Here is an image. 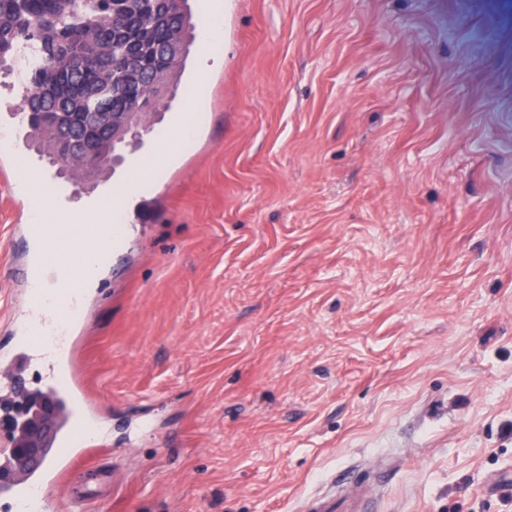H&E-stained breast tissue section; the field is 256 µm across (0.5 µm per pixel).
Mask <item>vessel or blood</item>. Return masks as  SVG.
<instances>
[{
    "mask_svg": "<svg viewBox=\"0 0 512 512\" xmlns=\"http://www.w3.org/2000/svg\"><path fill=\"white\" fill-rule=\"evenodd\" d=\"M6 156L9 166L0 171V182L22 188L29 210L46 205L53 193L49 182L37 178L14 151ZM120 231L105 211L95 225L31 223L22 229L32 243L23 266L27 297L30 305L47 311L41 321L21 325L23 355L46 367L43 384L57 399L58 429L42 463L27 468L21 478L0 482V501L10 504L12 512H88L93 504L84 495H57L75 464L93 470L94 459L108 451L103 432L87 428L93 407L77 377L74 334L82 315L81 274L68 272L66 255L101 254Z\"/></svg>",
    "mask_w": 512,
    "mask_h": 512,
    "instance_id": "1",
    "label": "vessel or blood"
}]
</instances>
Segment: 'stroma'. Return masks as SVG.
<instances>
[{"mask_svg":"<svg viewBox=\"0 0 512 512\" xmlns=\"http://www.w3.org/2000/svg\"><path fill=\"white\" fill-rule=\"evenodd\" d=\"M184 114L86 290L103 512H512V0H188ZM219 19L223 37L205 29ZM484 39L481 50L471 41ZM0 189V363L28 316Z\"/></svg>","mask_w":512,"mask_h":512,"instance_id":"obj_1","label":"stroma"}]
</instances>
